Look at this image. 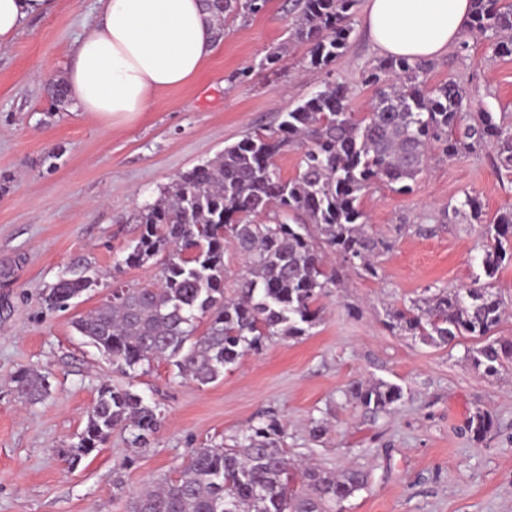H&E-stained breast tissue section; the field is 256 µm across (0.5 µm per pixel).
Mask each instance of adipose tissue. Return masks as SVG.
I'll use <instances>...</instances> for the list:
<instances>
[{"label": "adipose tissue", "instance_id": "adipose-tissue-1", "mask_svg": "<svg viewBox=\"0 0 512 512\" xmlns=\"http://www.w3.org/2000/svg\"><path fill=\"white\" fill-rule=\"evenodd\" d=\"M55 0H0V46ZM472 0H367L363 23L386 56L430 59L467 32ZM217 19L204 0H98L64 69L74 111L99 122L132 120L159 91L196 77L216 49Z\"/></svg>", "mask_w": 512, "mask_h": 512}]
</instances>
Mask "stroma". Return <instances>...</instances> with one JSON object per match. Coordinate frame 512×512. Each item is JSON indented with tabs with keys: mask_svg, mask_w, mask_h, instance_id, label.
<instances>
[{
	"mask_svg": "<svg viewBox=\"0 0 512 512\" xmlns=\"http://www.w3.org/2000/svg\"><path fill=\"white\" fill-rule=\"evenodd\" d=\"M95 8V0H55L49 15L27 20L0 47V512H127L151 480L182 470L191 449L269 416L284 424L291 459L367 472L366 488L343 512H512V370L488 377L473 369L464 359L472 338L435 347L384 325L387 310L424 289L469 288L481 275L480 226L444 213L468 194L489 220L512 207V172L494 168L490 144L462 160L435 153L411 194L383 185L366 192L367 230L390 245L375 259L377 277L341 269L310 335L273 338L213 383L197 385L164 362L132 378L115 373L72 327L105 288L68 310L44 309L43 290L78 263L124 282L156 283L157 266L121 263L140 231L128 217L178 173L245 133L275 127L278 113L327 79L351 87L354 111H368L374 98L361 72L380 55L363 8L351 17L345 54L326 73L309 69L306 45L288 40L292 0H269L255 17L221 22L201 73L159 92L156 110L107 125L69 105L52 109L45 84L61 77ZM465 40L466 53L431 60L427 86L455 79L476 93L465 111L512 121V56L492 57L479 32ZM284 43L277 70H259ZM423 226L433 234H420ZM23 368L49 374V396L35 404L17 398L12 378ZM355 379L397 384L404 398L391 413L370 417L343 396ZM104 383L131 386L158 404L164 424L147 450L117 430L69 468L62 451L76 442ZM479 409L494 426L476 441L465 425ZM314 419L328 427L319 440L310 434Z\"/></svg>",
	"mask_w": 512,
	"mask_h": 512,
	"instance_id": "35a3bbf8",
	"label": "stroma"
}]
</instances>
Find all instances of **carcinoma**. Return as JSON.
<instances>
[{
  "instance_id": "1",
  "label": "carcinoma",
  "mask_w": 512,
  "mask_h": 512,
  "mask_svg": "<svg viewBox=\"0 0 512 512\" xmlns=\"http://www.w3.org/2000/svg\"><path fill=\"white\" fill-rule=\"evenodd\" d=\"M206 2L218 17L234 19L262 13L268 0ZM357 4L295 0L291 40L308 45L312 69L327 70L344 54ZM470 29L491 41L492 57L512 56L509 0H474ZM427 67L422 60L390 56L363 71L361 82L375 90V103L362 114L351 107L348 85L327 81L280 113L276 128L249 132L215 158L175 175L157 200L128 217L141 231L122 263L158 265V283H113L112 294L73 322L75 330L124 376L166 361L179 376L200 385L216 381L246 355L260 353L275 336L309 335L322 319L321 298L339 282L328 254L342 266L358 265L377 276L371 256L387 244L365 230L360 208L365 191L387 185L411 192L436 144L448 158L464 159L475 145L488 142L497 168L512 170V122L487 111L469 117L464 86L450 78L427 89ZM45 91L53 108L67 103L63 80H50ZM292 147L303 154L297 174L285 178L274 158ZM466 209L481 225L486 281L412 299L389 310L385 325L438 347L461 336L475 338L478 346L467 349L465 359L493 377L512 363V341L494 336L504 313L495 281L504 262H512V208L487 222L478 199L467 194L454 211ZM228 240L246 259L231 297L224 291ZM100 286L97 272L79 266L48 286L42 303L48 311L63 310ZM14 383L17 395L30 402L50 390L48 376L31 369L18 371ZM343 395L373 416L389 413L404 398L400 386L386 381L353 380ZM162 422V411L141 394L105 384L64 456L70 466L79 465L116 429L145 450ZM492 427L493 418L482 410L467 422L475 440ZM284 437L283 425L271 417L231 445L194 448L176 476L133 497L131 512H327L366 487L360 469L336 474L295 467ZM298 470L305 493L292 487Z\"/></svg>"
}]
</instances>
